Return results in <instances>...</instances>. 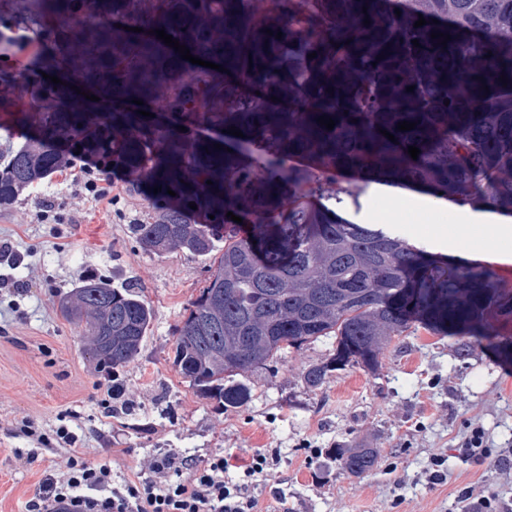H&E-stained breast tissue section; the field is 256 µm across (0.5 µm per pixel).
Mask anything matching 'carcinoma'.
<instances>
[{
  "label": "carcinoma",
  "instance_id": "1",
  "mask_svg": "<svg viewBox=\"0 0 512 512\" xmlns=\"http://www.w3.org/2000/svg\"><path fill=\"white\" fill-rule=\"evenodd\" d=\"M455 2L450 13L447 0H266L256 13L250 0H97L94 10L88 0H43L40 11L12 0L14 17L0 18V57L40 45L49 66L106 80L112 108L91 125L65 90L0 68V111L37 131L6 152L0 204L61 167L62 138L143 171L162 196L174 191L173 204L134 232L147 251L181 249L209 261L176 326L173 364L223 408L247 397L239 376L276 364L289 347L336 341L331 360L303 375L317 388L340 367H375L416 316L439 331L472 328L491 313L511 318L512 290L483 268L450 265L322 203L355 204L367 184L382 181L512 211V178L500 177L512 172V0ZM421 16L427 24L414 27ZM132 20L153 22L225 71L198 68L186 81V60L162 40L113 34L115 22ZM75 28L89 50L81 61L72 55ZM433 32L451 41L443 46ZM155 105L164 112L138 114ZM403 121L415 129L397 130ZM199 123L243 136L224 134L218 150L193 136ZM259 141L268 145L263 155L254 152ZM410 146L420 150L415 160ZM191 202L212 223H191ZM60 311L110 375L138 356L152 320L136 288L94 278ZM339 457L353 476L378 463L372 448Z\"/></svg>",
  "mask_w": 512,
  "mask_h": 512
}]
</instances>
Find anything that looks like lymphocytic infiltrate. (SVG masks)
<instances>
[{
    "label": "lymphocytic infiltrate",
    "mask_w": 512,
    "mask_h": 512,
    "mask_svg": "<svg viewBox=\"0 0 512 512\" xmlns=\"http://www.w3.org/2000/svg\"><path fill=\"white\" fill-rule=\"evenodd\" d=\"M22 432L35 446L26 452L54 453L64 449V470L47 474L26 502L25 512H259L254 494L257 480H269L277 457L253 455L241 481H225L227 463L213 456L199 464L174 449H161L148 465L130 477H115L111 467L92 461L81 449L76 428L62 424L44 430L23 423ZM460 462L473 460L500 466L512 459V448H492L484 428L474 427L457 444Z\"/></svg>",
    "instance_id": "obj_1"
}]
</instances>
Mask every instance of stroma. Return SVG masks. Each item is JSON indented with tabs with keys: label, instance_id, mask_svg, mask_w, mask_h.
Returning <instances> with one entry per match:
<instances>
[{
	"label": "stroma",
	"instance_id": "stroma-1",
	"mask_svg": "<svg viewBox=\"0 0 512 512\" xmlns=\"http://www.w3.org/2000/svg\"><path fill=\"white\" fill-rule=\"evenodd\" d=\"M112 177L119 198L113 205L87 202L75 170L61 169L0 207V238L38 248L24 271L31 292L0 290V512H23L46 471L63 469L67 459L62 452L17 460L16 449L34 446L20 423L31 419L48 430L65 410L79 415L87 454L124 473L140 470L158 449L173 448L200 461L224 454L234 480L253 454L278 449L276 480L254 489L263 512H461L456 496L467 486L512 502V466L464 464L454 451L471 425L486 429L489 447L512 448V352L502 347L512 342V319L487 315L479 335L462 336L416 318L380 351L375 368L328 372L316 389L306 386L303 373L331 358L333 342L291 348L276 365L243 374L247 401L219 407L197 395L173 365L175 328L205 284L207 263L185 250H144L133 227L168 201L151 192L146 178H130L128 167L113 166ZM52 192L75 223H37L42 199ZM399 193L373 183L338 213L421 249L454 226L452 213L432 221L416 207L398 210L391 221H372ZM464 245L492 254L487 269L512 289V241L497 240L478 224ZM90 277L114 288L137 284L153 309L139 355L117 375V411L109 418L99 406L104 377L58 310L59 299ZM463 343L469 356L457 354ZM307 441L323 448L324 457L307 462ZM339 448L376 449L378 465L348 475ZM435 454L445 455L448 480L432 486L425 471Z\"/></svg>",
	"mask_w": 512,
	"mask_h": 512
}]
</instances>
